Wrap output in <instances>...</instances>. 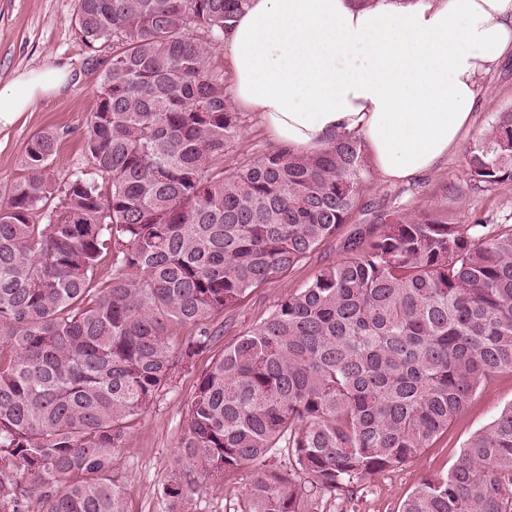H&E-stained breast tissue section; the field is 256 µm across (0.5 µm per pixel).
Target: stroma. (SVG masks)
Instances as JSON below:
<instances>
[{
    "label": "stroma",
    "instance_id": "stroma-1",
    "mask_svg": "<svg viewBox=\"0 0 512 512\" xmlns=\"http://www.w3.org/2000/svg\"><path fill=\"white\" fill-rule=\"evenodd\" d=\"M78 0H0V87L16 73L47 65L67 67L71 82L62 93L38 100L10 127L0 130V193L23 174L22 155L28 139L49 129L56 133L53 166L59 177L86 166L83 139L98 104L101 76L112 44L85 47L75 18ZM512 105V62H504L480 86L475 119L467 141H474L497 112ZM273 140L256 114L246 117V131L225 156V168L252 160L272 148ZM438 212L467 223L480 213L492 224H512V184L491 191L473 189L465 175L463 152L451 155L434 172L404 183L382 180L367 168L359 205L348 224L295 267L249 293L235 307L218 313L213 325L221 331L217 348L256 327L286 296L296 292L322 267L343 259L344 238L356 228L379 229L399 219ZM212 360L199 357L182 371L148 413L132 422L115 455L114 475L127 490L128 512H166L159 490L167 480L186 427L185 411L198 377ZM512 402V373L499 374L482 387L468 409L422 454L407 465L376 475L350 492H323L304 485L302 512H397L403 499L429 474L447 472L464 441ZM254 478L250 468L225 474L220 487L195 495L188 512H244L245 493Z\"/></svg>",
    "mask_w": 512,
    "mask_h": 512
}]
</instances>
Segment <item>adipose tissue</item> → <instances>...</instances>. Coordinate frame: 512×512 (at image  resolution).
I'll list each match as a JSON object with an SVG mask.
<instances>
[{"instance_id":"obj_1","label":"adipose tissue","mask_w":512,"mask_h":512,"mask_svg":"<svg viewBox=\"0 0 512 512\" xmlns=\"http://www.w3.org/2000/svg\"><path fill=\"white\" fill-rule=\"evenodd\" d=\"M238 106L281 146L360 137L390 181L434 171L473 124L481 82L512 56V0H250L222 44ZM70 80L66 68L0 88V127Z\"/></svg>"}]
</instances>
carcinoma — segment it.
I'll return each mask as SVG.
<instances>
[{
	"label": "carcinoma",
	"instance_id": "cac0c4a2",
	"mask_svg": "<svg viewBox=\"0 0 512 512\" xmlns=\"http://www.w3.org/2000/svg\"><path fill=\"white\" fill-rule=\"evenodd\" d=\"M244 2L79 0L85 46L112 41L88 168L59 180L39 131L0 204V512H128L112 466L129 423L211 351L215 314L357 207L356 137L224 171L245 115L210 58ZM465 160L476 189L512 183V106ZM344 249L201 373L166 512L246 466L245 512H301L299 479L344 491L401 466L512 373V225L423 213ZM179 324L197 335L174 340ZM281 448L293 469L270 465ZM399 512H512V403Z\"/></svg>",
	"mask_w": 512,
	"mask_h": 512
}]
</instances>
